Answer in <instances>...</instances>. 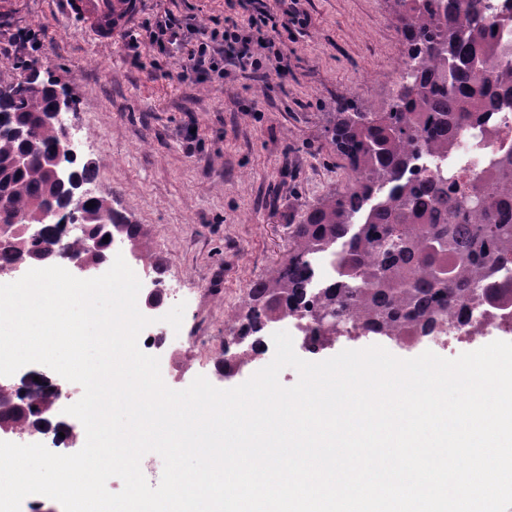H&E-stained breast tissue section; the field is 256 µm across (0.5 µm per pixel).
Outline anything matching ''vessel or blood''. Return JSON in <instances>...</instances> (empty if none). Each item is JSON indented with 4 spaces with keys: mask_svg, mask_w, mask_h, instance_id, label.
<instances>
[{
    "mask_svg": "<svg viewBox=\"0 0 512 512\" xmlns=\"http://www.w3.org/2000/svg\"><path fill=\"white\" fill-rule=\"evenodd\" d=\"M62 14L98 42L126 31L137 17L140 0H58Z\"/></svg>",
    "mask_w": 512,
    "mask_h": 512,
    "instance_id": "1",
    "label": "vessel or blood"
}]
</instances>
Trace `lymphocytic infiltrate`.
Wrapping results in <instances>:
<instances>
[{
  "label": "lymphocytic infiltrate",
  "instance_id": "obj_1",
  "mask_svg": "<svg viewBox=\"0 0 512 512\" xmlns=\"http://www.w3.org/2000/svg\"><path fill=\"white\" fill-rule=\"evenodd\" d=\"M251 11L246 24L225 18L223 28H207L166 13L147 28L149 43L159 52L175 47L182 52L183 78L229 77L231 72L264 74L270 65H283L282 32L299 24L300 11L292 0H279L283 10H267L264 0H246Z\"/></svg>",
  "mask_w": 512,
  "mask_h": 512
}]
</instances>
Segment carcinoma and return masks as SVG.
<instances>
[{"label":"carcinoma","mask_w":512,"mask_h":512,"mask_svg":"<svg viewBox=\"0 0 512 512\" xmlns=\"http://www.w3.org/2000/svg\"><path fill=\"white\" fill-rule=\"evenodd\" d=\"M394 19L405 45L407 69L381 112H366L351 101L340 104L327 129L329 143L344 161L348 181L318 199L302 221L290 225L288 253L255 281L233 311L244 342L267 326L294 318L313 324L321 347L336 341L338 317L355 320L364 335L400 343L421 341L448 330V305L479 291L505 307L512 281H498L512 261V148L474 163L472 182L460 186L448 171L415 175L414 155L445 157L458 149L469 120L512 105V57L503 52L495 28L512 25V15L489 18L483 0H395ZM25 77L0 86V188L9 206L0 224L20 219L40 223L41 238L0 245V268L19 262L46 265L57 237L52 216L69 206L67 188L55 179L46 157L85 185L96 164L60 152L61 127L44 122L55 109L52 77H40L36 62L22 64ZM30 162L20 168L16 156ZM382 198L374 207L371 201ZM94 207L88 208V202ZM88 233L104 224L119 226L137 260L160 277L163 259L151 253L143 225L112 210L96 191L81 202ZM329 255L338 278L311 294L314 259ZM260 343L231 352L216 364L230 377L254 362ZM46 380L29 379L18 394L0 397V430L48 427L40 418L49 402Z\"/></svg>","instance_id":"cac0c4a2"}]
</instances>
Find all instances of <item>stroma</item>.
Segmentation results:
<instances>
[{
  "label": "stroma",
  "instance_id": "1",
  "mask_svg": "<svg viewBox=\"0 0 512 512\" xmlns=\"http://www.w3.org/2000/svg\"><path fill=\"white\" fill-rule=\"evenodd\" d=\"M18 2L0 12V39L33 29L41 46L33 56H0V86L33 58L74 99L70 119L83 130L84 159L98 164V189L115 211L145 225L167 279L183 288L181 335L211 340L204 366L182 375L183 385L199 375L221 389L245 382L272 360L274 345L233 379L215 376L224 308L238 306L245 287L287 252L290 225L347 182L327 127L345 97L372 112L386 108L404 52L394 0H299L304 22L282 35L284 76L213 83L180 79L179 51L158 52L142 35L135 46L123 34L96 43L51 0ZM167 10L209 28L228 15L248 18L240 0H142L135 31ZM191 122L200 140L192 151L184 140Z\"/></svg>",
  "mask_w": 512,
  "mask_h": 512
}]
</instances>
